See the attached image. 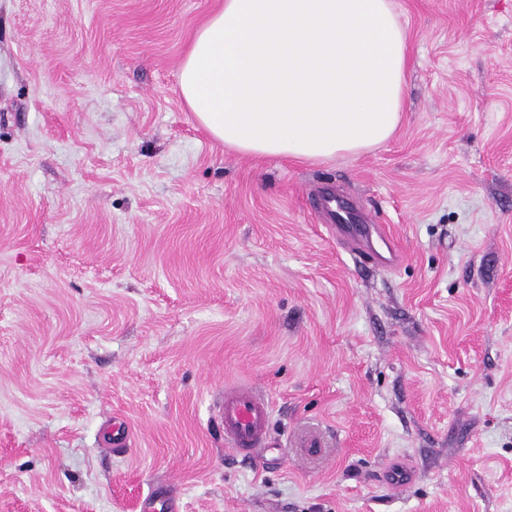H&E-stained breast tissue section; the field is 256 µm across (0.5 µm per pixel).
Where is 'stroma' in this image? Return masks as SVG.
<instances>
[{"instance_id":"1","label":"stroma","mask_w":512,"mask_h":512,"mask_svg":"<svg viewBox=\"0 0 512 512\" xmlns=\"http://www.w3.org/2000/svg\"><path fill=\"white\" fill-rule=\"evenodd\" d=\"M221 2L0 0V512L169 483L178 512H512V0H394L397 132L304 164L183 101ZM326 186L397 265L325 224ZM235 384L272 461L224 444ZM270 418L269 400L245 384L225 387L215 411L224 441L247 460L278 448L269 433Z\"/></svg>"}]
</instances>
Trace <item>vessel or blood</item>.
Returning a JSON list of instances; mask_svg holds the SVG:
<instances>
[{
  "label": "vessel or blood",
  "mask_w": 512,
  "mask_h": 512,
  "mask_svg": "<svg viewBox=\"0 0 512 512\" xmlns=\"http://www.w3.org/2000/svg\"><path fill=\"white\" fill-rule=\"evenodd\" d=\"M270 418L269 400L245 384L225 387L215 411L225 442L247 460L276 448L269 433Z\"/></svg>",
  "instance_id": "b4317fda"
}]
</instances>
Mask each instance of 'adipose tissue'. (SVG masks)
<instances>
[{
  "mask_svg": "<svg viewBox=\"0 0 512 512\" xmlns=\"http://www.w3.org/2000/svg\"><path fill=\"white\" fill-rule=\"evenodd\" d=\"M409 62L392 0H224L178 86L199 124L241 154L326 162L393 136Z\"/></svg>",
  "mask_w": 512,
  "mask_h": 512,
  "instance_id": "1",
  "label": "adipose tissue"
}]
</instances>
